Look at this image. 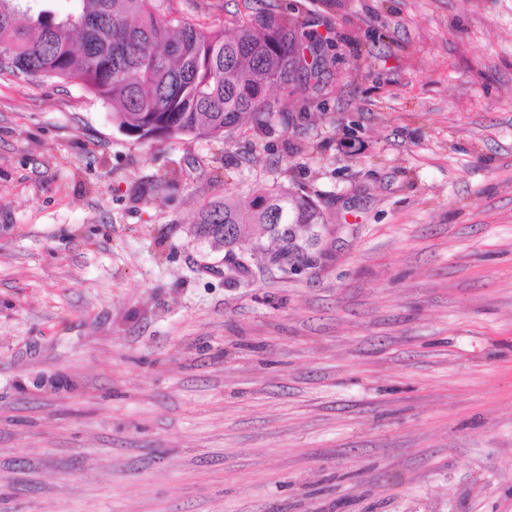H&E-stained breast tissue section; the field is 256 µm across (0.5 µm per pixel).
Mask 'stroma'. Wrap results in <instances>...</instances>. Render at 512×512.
Listing matches in <instances>:
<instances>
[{"label": "stroma", "instance_id": "1", "mask_svg": "<svg viewBox=\"0 0 512 512\" xmlns=\"http://www.w3.org/2000/svg\"><path fill=\"white\" fill-rule=\"evenodd\" d=\"M271 2L319 83L224 141L0 75V512H512V0ZM273 184L327 257L211 273ZM331 218L314 200L300 195L290 186L276 184L257 188L248 200L224 198L210 201L198 213L193 233L198 239L221 242L224 258H244L250 272L251 263L258 256L267 271L275 269L283 274H300L305 267L290 271L308 263L309 251L300 242L309 238L321 225L318 235L320 246L312 254V263L320 262L326 255V245L334 224ZM256 226L259 234L249 233ZM251 241L253 248H240L241 243ZM211 244V243H210ZM239 249L237 254L232 255ZM226 255L228 256L226 258ZM273 266V267H270ZM288 267L290 270H288Z\"/></svg>", "mask_w": 512, "mask_h": 512}]
</instances>
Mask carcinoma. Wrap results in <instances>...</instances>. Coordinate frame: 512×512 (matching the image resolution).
Returning <instances> with one entry per match:
<instances>
[{
  "label": "carcinoma",
  "instance_id": "cac0c4a2",
  "mask_svg": "<svg viewBox=\"0 0 512 512\" xmlns=\"http://www.w3.org/2000/svg\"><path fill=\"white\" fill-rule=\"evenodd\" d=\"M16 2L0 0V46L10 50L0 75L75 83L107 103L118 127L139 140H226L279 111L270 88L301 81L302 35L271 7L227 35L175 16L171 0H74L66 13L45 6L25 23ZM329 223L314 200L276 184L247 200L208 202L193 233L221 242L226 255L249 241L246 261L259 257L266 270L286 274L307 265L302 240Z\"/></svg>",
  "mask_w": 512,
  "mask_h": 512
}]
</instances>
